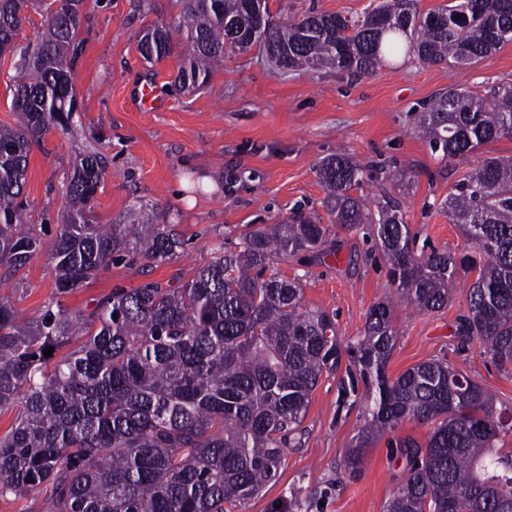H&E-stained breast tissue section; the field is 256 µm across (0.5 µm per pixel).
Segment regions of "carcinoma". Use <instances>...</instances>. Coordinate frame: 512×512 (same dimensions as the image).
<instances>
[{
	"label": "carcinoma",
	"mask_w": 512,
	"mask_h": 512,
	"mask_svg": "<svg viewBox=\"0 0 512 512\" xmlns=\"http://www.w3.org/2000/svg\"><path fill=\"white\" fill-rule=\"evenodd\" d=\"M28 0H0V47L16 46L21 74L14 124H0V282L14 279L42 249L58 294L84 287L121 261L162 264L179 257L180 234L147 213L101 224L94 200L108 160L76 155L63 184L60 229L45 244L22 227L33 147L76 110L73 70L83 0L44 6L35 43L17 38ZM177 32L186 42L177 72L184 89L204 86L224 53L258 28L254 0H180ZM452 0L428 13L417 0H378L361 18L308 10L268 22L248 42L280 69L328 68L372 75L408 54L422 64L476 65L512 42L505 0ZM169 28L152 25L139 41L148 61L170 56ZM418 127L441 160L455 164L479 146L512 135V86L482 95L452 86L419 114ZM365 166L347 153L324 160L318 179L333 222L366 225L389 265L398 298L414 310L448 305L456 280L475 275L459 334L499 369L512 372V157H487L455 184L441 208L474 254L417 253L400 206L366 205ZM329 226L314 215L246 233L180 286L116 288L85 313L61 302L32 321L0 296V412L15 413L0 436V495L49 490L48 512H225L255 496L278 473L284 449L300 445L320 377L339 370L341 402L364 384L363 425L343 469L356 475L370 444L406 420L430 426L419 446L398 443L406 478L384 512H512V405L444 358L387 374L398 342L393 304L381 301L363 333L341 342L336 322L303 304L301 278L261 273L276 259L323 253ZM53 349L57 356L43 351Z\"/></svg>",
	"instance_id": "1"
}]
</instances>
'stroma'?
<instances>
[{"instance_id": "35a3bbf8", "label": "stroma", "mask_w": 512, "mask_h": 512, "mask_svg": "<svg viewBox=\"0 0 512 512\" xmlns=\"http://www.w3.org/2000/svg\"><path fill=\"white\" fill-rule=\"evenodd\" d=\"M278 20L306 10L362 16L371 0H269ZM179 0H85L87 19L74 66L77 110L69 129L51 130L33 148L25 194L29 223L52 241L62 208L61 186L81 151L105 154L110 164L94 210L108 224L143 204L184 240L180 256L148 266L117 263L73 293L57 297L54 271L40 253L21 277L0 287L24 318H37L52 300L71 312L86 311L115 288L149 282L180 285L210 263L219 247L242 234L313 213L330 227L326 251L275 261L270 272L302 278L303 302L332 315L342 340L359 336L369 309L395 299L388 265L370 228L332 224L319 183V162L338 151L366 167L369 202L400 201L417 250L468 252L469 242L440 209L456 182L438 153L417 132V115L448 87L473 92L512 85V42L466 68L424 65L399 56L370 76L330 69L279 70L259 48L226 52L224 65L197 91L182 89L179 56L146 62L139 40L154 24L175 26ZM158 86L163 107L141 111L137 94ZM410 170L413 186L386 182L387 171ZM467 287L457 284L448 306L419 313L396 305L398 343L387 366L395 377L424 361L444 357L508 404L512 376L464 347L457 329L467 312ZM340 377L325 374L314 390L302 444L285 451L276 477L233 512H382L406 476V461L390 439L372 443L357 475L343 472L344 458L363 423L358 408L340 406Z\"/></svg>"}]
</instances>
